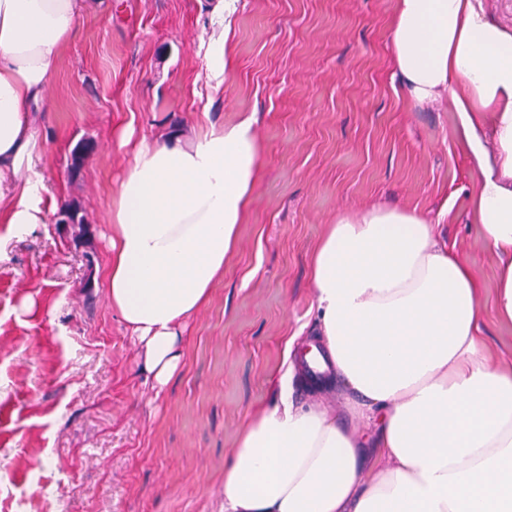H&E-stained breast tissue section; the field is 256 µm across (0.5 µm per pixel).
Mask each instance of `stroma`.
<instances>
[{"mask_svg":"<svg viewBox=\"0 0 512 512\" xmlns=\"http://www.w3.org/2000/svg\"><path fill=\"white\" fill-rule=\"evenodd\" d=\"M213 0H86L61 54L45 152L20 180L78 202L90 244L55 222L0 223V512H224V464L277 402L288 343L315 333L311 255L339 216L387 204L433 218L482 287L491 362L512 367L499 260L472 224L474 165L450 113L405 99L388 48L395 0H237L222 94L206 84ZM256 119L261 170L238 245L183 322L158 385L103 286L120 144ZM96 149L78 174L70 153Z\"/></svg>","mask_w":512,"mask_h":512,"instance_id":"1","label":"stroma"}]
</instances>
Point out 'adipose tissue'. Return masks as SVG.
Returning a JSON list of instances; mask_svg holds the SVG:
<instances>
[{"mask_svg": "<svg viewBox=\"0 0 512 512\" xmlns=\"http://www.w3.org/2000/svg\"><path fill=\"white\" fill-rule=\"evenodd\" d=\"M84 0H0V215L42 224L57 206L18 174ZM389 49L412 105L452 112L476 181L472 218L499 259L512 321V34L485 0H396ZM260 170L254 119L134 150L108 213V300L166 385L181 321L208 300ZM319 342L348 414L295 404L256 415L224 465V512H512V370L492 367L481 287L422 215L376 205L339 217L312 258Z\"/></svg>", "mask_w": 512, "mask_h": 512, "instance_id": "obj_1", "label": "adipose tissue"}]
</instances>
